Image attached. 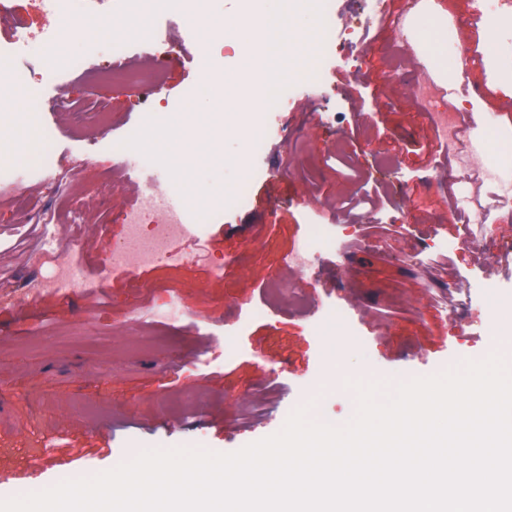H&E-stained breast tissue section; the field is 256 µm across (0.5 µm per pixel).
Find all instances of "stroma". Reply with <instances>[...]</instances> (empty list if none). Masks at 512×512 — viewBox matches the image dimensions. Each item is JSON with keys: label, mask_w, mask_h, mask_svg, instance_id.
<instances>
[{"label": "stroma", "mask_w": 512, "mask_h": 512, "mask_svg": "<svg viewBox=\"0 0 512 512\" xmlns=\"http://www.w3.org/2000/svg\"><path fill=\"white\" fill-rule=\"evenodd\" d=\"M472 0H419L412 18L434 14L447 29L449 64L469 44L480 67L463 92L477 121L476 161L501 167L491 140L512 127V26L494 34L468 24ZM28 40L59 27L42 0H13ZM372 0H328L301 15L298 35L335 37L285 77L260 129H245L227 98L208 97L218 73L247 65L236 40L237 0H186L158 8L144 47L128 30L123 54L154 71L159 88L138 95L121 83H88L57 52L34 55L0 23V47L17 78L0 92V500L73 476L112 470L149 449L232 453L279 432L297 408L335 423L353 415L352 382L384 390L456 369L492 353L493 331L512 325V197L497 181L431 157L436 127L417 88L451 89L426 46L409 40L394 67L390 29L372 22ZM70 49L85 68L112 60V30L131 9L85 0ZM363 38L348 36L360 22ZM70 104L54 111L56 101ZM108 113L101 127L100 113ZM188 121L212 150L193 172L161 159L154 123ZM393 155L391 173L376 170ZM61 173L42 182L45 164ZM200 227L204 260L116 272L106 260L125 236L126 214L152 185ZM376 205L340 214L361 186ZM484 211L456 220L457 205ZM44 221L26 223L29 211ZM326 241L296 276L287 258L311 225ZM54 240L61 260L79 240L82 287L34 295L29 257ZM298 286L308 303L271 298Z\"/></svg>", "instance_id": "35a3bbf8"}]
</instances>
